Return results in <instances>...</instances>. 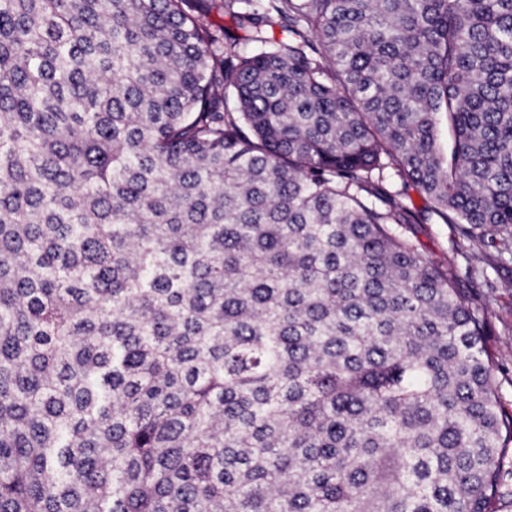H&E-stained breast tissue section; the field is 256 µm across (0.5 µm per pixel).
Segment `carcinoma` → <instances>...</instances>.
<instances>
[{"label": "carcinoma", "instance_id": "cac0c4a2", "mask_svg": "<svg viewBox=\"0 0 512 512\" xmlns=\"http://www.w3.org/2000/svg\"><path fill=\"white\" fill-rule=\"evenodd\" d=\"M214 2L0 0V512H497L512 0ZM400 199L415 211H425V224H404L399 231L434 266L454 277L466 302L485 319L483 347L493 363L499 409L512 417V257H498L500 237L479 228L472 240L459 238L449 224L430 214L429 199L412 187ZM478 254L483 259L475 258ZM475 258V259H474Z\"/></svg>", "mask_w": 512, "mask_h": 512}]
</instances>
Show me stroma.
<instances>
[{"mask_svg": "<svg viewBox=\"0 0 512 512\" xmlns=\"http://www.w3.org/2000/svg\"><path fill=\"white\" fill-rule=\"evenodd\" d=\"M401 232L432 265L455 278L469 306L483 315V347L493 363L499 409L512 417V257H500L499 235L479 228L466 240L434 216L403 225Z\"/></svg>", "mask_w": 512, "mask_h": 512, "instance_id": "35a3bbf8", "label": "stroma"}]
</instances>
